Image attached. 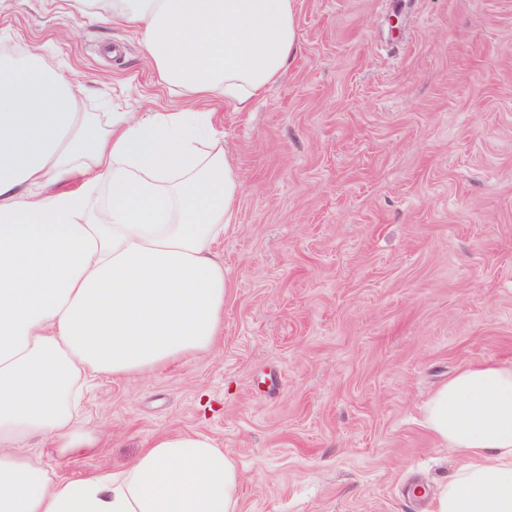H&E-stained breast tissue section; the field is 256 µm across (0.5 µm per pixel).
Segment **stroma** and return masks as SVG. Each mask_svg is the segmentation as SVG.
Segmentation results:
<instances>
[{
  "instance_id": "35a3bbf8",
  "label": "stroma",
  "mask_w": 512,
  "mask_h": 512,
  "mask_svg": "<svg viewBox=\"0 0 512 512\" xmlns=\"http://www.w3.org/2000/svg\"><path fill=\"white\" fill-rule=\"evenodd\" d=\"M301 49L251 110L209 100L242 186L213 350L98 377L99 448L202 432L239 512H431L461 460L424 426L457 370L512 364V0H296ZM39 50L84 112H177L133 27L74 0H0V49Z\"/></svg>"
}]
</instances>
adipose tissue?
<instances>
[{"label":"adipose tissue","mask_w":512,"mask_h":512,"mask_svg":"<svg viewBox=\"0 0 512 512\" xmlns=\"http://www.w3.org/2000/svg\"><path fill=\"white\" fill-rule=\"evenodd\" d=\"M295 12L296 0H112L160 78L198 100L181 112H83V84L39 51L0 56V512H238L237 466L202 432L155 435L119 470L59 469L95 446L80 424L89 379L206 353L219 336L212 244L241 185L200 104L247 111L300 49ZM78 173L79 188L54 190ZM425 425L462 460L433 512H512V365L463 367Z\"/></svg>","instance_id":"obj_1"}]
</instances>
